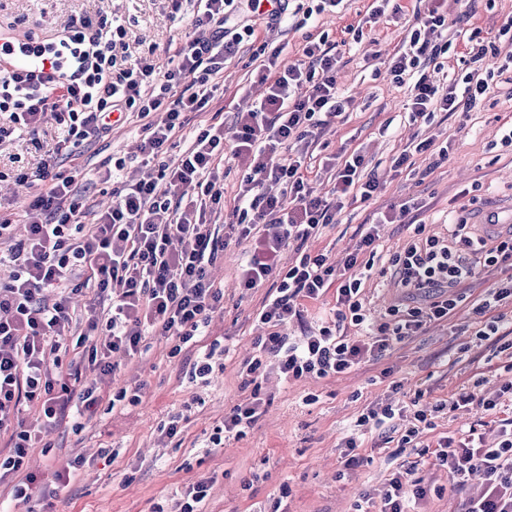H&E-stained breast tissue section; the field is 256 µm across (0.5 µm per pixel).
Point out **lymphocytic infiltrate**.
Segmentation results:
<instances>
[{
	"instance_id": "obj_1",
	"label": "lymphocytic infiltrate",
	"mask_w": 512,
	"mask_h": 512,
	"mask_svg": "<svg viewBox=\"0 0 512 512\" xmlns=\"http://www.w3.org/2000/svg\"><path fill=\"white\" fill-rule=\"evenodd\" d=\"M234 2L169 0L172 15L188 16L191 31L164 67L151 55L129 67L119 63L123 27L87 15L69 18L60 35L39 41L35 63L0 66V112L8 113L16 130L37 138L50 112L69 121L63 144L45 152L35 174L17 177L21 183L37 177L42 187L26 207L27 234L11 246L10 275L0 283V482L11 480L16 501L29 502L38 491L27 463L42 430L93 412L105 398L113 354L141 355L152 336L174 339L175 355L186 344L203 346L212 314L224 306V290L211 281L208 267L224 248L211 216L224 206L225 154L245 172L234 198L238 220L229 227L250 244L240 285L271 290L256 317L270 329L263 346L276 356L285 379L325 378L380 360L426 323L453 316L461 301L458 289L478 266L512 268V225L490 236L478 234L474 225L455 224L449 236L410 240L394 266L411 301L388 308L385 321L375 320L361 298L371 267L360 257L375 253L379 224L404 223V206L369 224L342 265L319 253L281 269V252L304 246L321 226L334 223L344 198L370 201L381 184L364 176L365 158L355 151L335 170L329 197L310 191L306 160L322 126L348 106L337 87L335 54L314 41L307 42L301 60L285 64L282 46L263 40L252 53L258 61L254 77L266 87L258 105L236 113L232 128L204 124L177 160L167 159L169 143L219 90L225 63L255 35L251 25L232 24ZM447 28L437 8L428 7L417 16L408 44L387 61L394 82L410 89L412 118L470 112L492 90L475 70L443 86L428 76V67L452 46L443 37ZM156 112L164 113L163 122L151 121ZM132 114L144 121L140 151L145 162L157 165L156 177L140 178L127 171L125 159H116L119 178L108 202L87 203L75 175L63 171L64 158L110 134L113 116ZM331 289L338 305L333 325L289 341L283 329L300 315L301 302L319 300ZM53 290L58 298L47 301ZM86 290L108 309L91 315L72 344L63 334L72 322L70 298ZM347 324L358 336L344 334ZM73 346L80 360L64 365L61 356ZM26 403L39 409L30 425L20 417ZM263 404L255 391L235 404L214 442L245 435ZM468 405L495 412L497 443L484 446L472 430L446 435L438 440L435 461L453 484L482 479L467 512H512V404L464 390L449 407ZM428 414L407 406L371 407L356 427L378 428L399 415L411 422L401 442L412 444ZM424 496L421 479L407 469L380 489L361 493L355 512H409L410 503Z\"/></svg>"
}]
</instances>
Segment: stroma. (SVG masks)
<instances>
[{
  "mask_svg": "<svg viewBox=\"0 0 512 512\" xmlns=\"http://www.w3.org/2000/svg\"><path fill=\"white\" fill-rule=\"evenodd\" d=\"M393 11L373 15L374 0H344L338 12H323L304 19L302 9L312 0H291L289 14L275 35L284 44V63L302 57L307 40L327 38L334 44L340 92L350 106L323 131L308 182L314 194H328L333 172L323 166L326 157L344 159L359 150L366 170L379 178L382 189L374 200H345L334 223L320 228L307 248L339 262L358 241L370 215L425 204L417 216L426 234L444 235L449 225L482 224L489 214L512 209V147L501 144L504 123L512 121V87L498 82L481 105L468 114L435 113L431 120H410L406 110L408 89L394 83L386 58L406 40L423 10L422 0H392ZM452 29L466 33L497 31L512 18V0H440ZM106 16L126 30L127 61L149 49H165L188 30L186 20L172 17L167 0H0V28H12L43 39L59 35L70 15ZM363 29L354 42L348 29ZM254 67L244 51L224 68L223 90L212 111L232 123L235 112L249 108L262 93L251 86ZM8 115L0 114V215L10 218L15 236L25 233L24 208L30 187L16 184L17 173L34 171L41 151L62 140L66 126L47 117L40 132L41 148L26 136L12 132ZM448 142L450 157L436 163L430 154L414 155L410 167L394 170L393 160L414 137ZM139 119L129 118L110 136L85 143L79 156L65 169L75 172L87 198L101 202L112 188L109 158L125 159L142 176L153 175L143 166L138 150ZM410 234L406 226L387 224L380 230L374 258L375 276L364 284L365 303L380 316L401 293L390 265ZM246 243L230 239L224 253L210 266L216 285L224 290V307L212 316L209 332L217 340L209 379L192 376L190 360L196 352L171 355V342L152 340L149 351L118 358L111 391L137 392L135 404L111 406L102 402L83 417L80 430L64 423L41 434L29 451V469L38 481L51 482L54 472L73 471L67 486L52 499L53 512H170L185 486L201 478L213 483L203 512H353L360 493L379 488L398 470L414 468L428 488L415 512H465L478 484L453 486L445 471L433 464V454L400 447L405 429L402 418L360 435L358 467L343 465L344 441L357 417L370 406H395L420 400L432 406L448 402L464 388L494 397L512 382V356L498 352L476 336L478 325L471 299L495 287L500 271H481L464 290L469 300L449 320L428 324L418 336L395 344L379 361L366 362L336 376L284 382L275 361H267L257 382L267 405L258 421L238 439L217 445L212 435L224 421V412L248 396L238 373L239 365L254 353L258 338L268 330L256 312L266 289L238 287ZM182 414L181 430L167 437L160 423ZM432 428L422 441L435 445L443 433L476 429L486 445H494V414L481 410L444 411L431 416ZM85 466L73 470L75 458ZM252 486H245V479Z\"/></svg>",
  "mask_w": 512,
  "mask_h": 512,
  "instance_id": "1",
  "label": "stroma"
}]
</instances>
